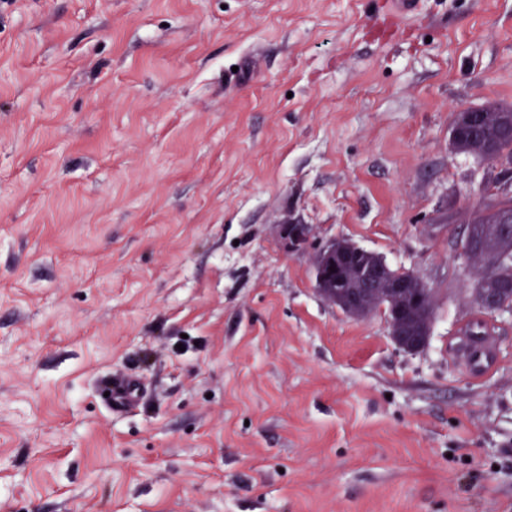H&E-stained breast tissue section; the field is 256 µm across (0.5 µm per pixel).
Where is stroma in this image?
<instances>
[{"mask_svg":"<svg viewBox=\"0 0 512 512\" xmlns=\"http://www.w3.org/2000/svg\"><path fill=\"white\" fill-rule=\"evenodd\" d=\"M493 101L512 0H0V512H512V319L448 220ZM334 239L430 288L421 350L318 291ZM281 238L287 251H300L308 244L309 234L305 224H284ZM106 392H109V396H105L107 404L117 411H124L133 408L139 401L141 385L134 379L120 378L114 380Z\"/></svg>","mask_w":512,"mask_h":512,"instance_id":"1","label":"stroma"}]
</instances>
